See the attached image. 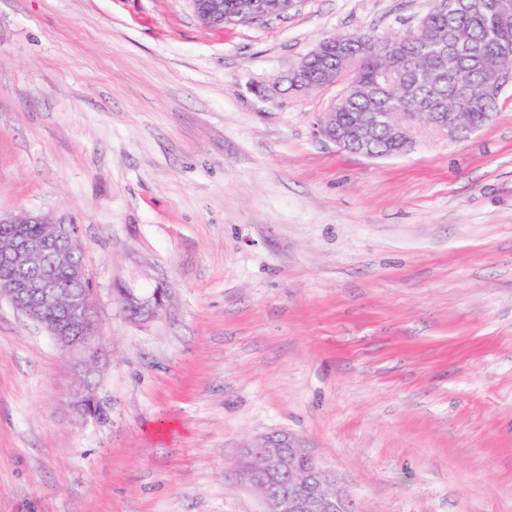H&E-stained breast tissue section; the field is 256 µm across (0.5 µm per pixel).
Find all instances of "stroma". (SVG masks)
Segmentation results:
<instances>
[{
  "label": "stroma",
  "instance_id": "obj_1",
  "mask_svg": "<svg viewBox=\"0 0 512 512\" xmlns=\"http://www.w3.org/2000/svg\"><path fill=\"white\" fill-rule=\"evenodd\" d=\"M431 6L0 0V213L79 224L99 348L85 374L0 298V512H261L235 472L276 431L357 512H512V84L385 158L315 135L334 89L249 90ZM158 284L131 322L118 288ZM188 1L191 3V6L197 18L207 25H212V21L220 16L224 18V21L216 22L215 26L229 27L254 23L251 17L246 15H240L239 13L234 11V2L232 0H224V2H222L223 0H215L216 2H213L210 8L206 11L197 10L196 3L198 0ZM120 302L129 319L138 323H149L160 318L167 307L166 293L161 288L149 294L127 288L122 292Z\"/></svg>",
  "mask_w": 512,
  "mask_h": 512
}]
</instances>
